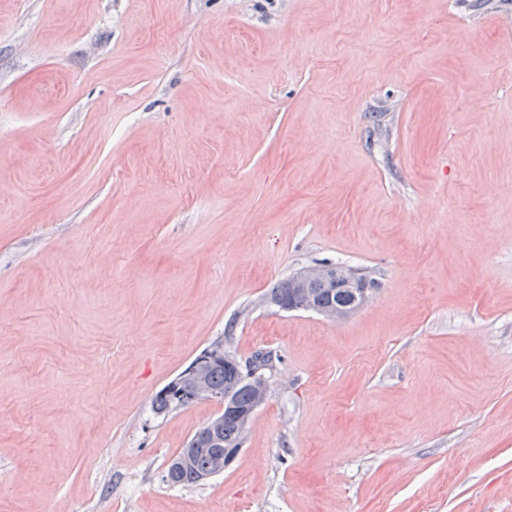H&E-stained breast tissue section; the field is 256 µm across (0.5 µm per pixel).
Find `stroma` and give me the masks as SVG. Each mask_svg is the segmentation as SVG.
Returning <instances> with one entry per match:
<instances>
[{
	"label": "stroma",
	"mask_w": 512,
	"mask_h": 512,
	"mask_svg": "<svg viewBox=\"0 0 512 512\" xmlns=\"http://www.w3.org/2000/svg\"><path fill=\"white\" fill-rule=\"evenodd\" d=\"M512 0H0V512H512ZM340 261L331 321L263 294ZM278 358L223 474L155 414Z\"/></svg>",
	"instance_id": "35a3bbf8"
}]
</instances>
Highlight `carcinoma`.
Masks as SVG:
<instances>
[{
	"instance_id": "carcinoma-1",
	"label": "carcinoma",
	"mask_w": 512,
	"mask_h": 512,
	"mask_svg": "<svg viewBox=\"0 0 512 512\" xmlns=\"http://www.w3.org/2000/svg\"><path fill=\"white\" fill-rule=\"evenodd\" d=\"M264 302L268 305L284 302L292 309L305 311L316 304L326 309H349L355 305L356 298L349 290L333 291L329 282L323 279L313 280L308 287L300 288L295 278L290 276L268 289L264 294ZM231 356L232 352L226 349L221 358L211 360L200 368L191 366L173 384L156 394L153 399L154 411L165 414L201 399L199 381L202 380L210 389L223 393L227 406L231 408L224 415V447L234 448L242 443L247 428L242 425L239 414L251 407L256 390L252 382L235 369ZM219 472H224V455L211 449L198 450L171 484L189 487L199 484L202 475L215 476Z\"/></svg>"
}]
</instances>
